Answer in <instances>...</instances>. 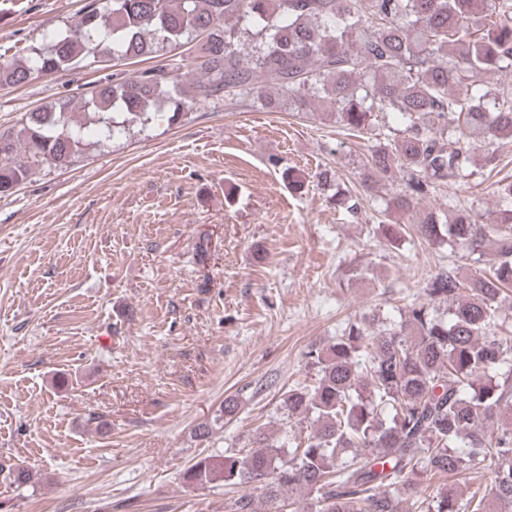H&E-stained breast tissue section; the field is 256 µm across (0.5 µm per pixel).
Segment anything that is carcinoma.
<instances>
[{
	"label": "carcinoma",
	"mask_w": 512,
	"mask_h": 512,
	"mask_svg": "<svg viewBox=\"0 0 512 512\" xmlns=\"http://www.w3.org/2000/svg\"><path fill=\"white\" fill-rule=\"evenodd\" d=\"M191 43L205 78L189 91L154 66L95 85L79 107L61 97L26 113L19 129H0V195L40 163L74 164L81 114L111 139L134 124H173L208 100L297 113L326 100L336 124L371 142L362 187L378 192L401 174L393 207L419 236L479 258L491 249L497 261L466 280L442 267L422 280L428 302L408 305L400 321L362 316L311 347L314 383L279 400L304 434L285 446L259 428L240 448L191 460L181 484L224 483L233 489L227 512H283L296 495L314 512H512V322L499 315L512 285V181L496 183L494 225L467 210L450 224L415 210L473 174L478 146L512 136V84L491 107L486 89L490 72L512 68V0H91L28 61L1 62L0 87L88 66L99 54L118 67ZM387 112L398 113L399 127L379 118ZM329 199L360 212L351 189L338 186ZM239 406L225 398L195 436L208 438ZM486 468L492 480L481 495L465 497L451 481ZM4 479L22 487L31 474L10 467ZM245 485L262 490L260 505Z\"/></svg>",
	"instance_id": "obj_1"
}]
</instances>
